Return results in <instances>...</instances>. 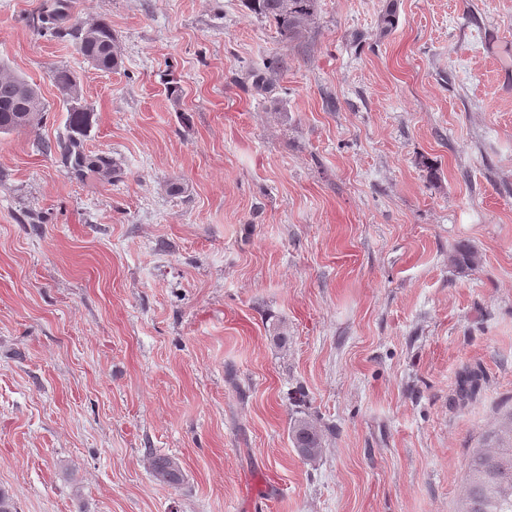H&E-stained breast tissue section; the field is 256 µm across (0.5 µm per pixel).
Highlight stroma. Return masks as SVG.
I'll return each instance as SVG.
<instances>
[{
    "label": "stroma",
    "instance_id": "stroma-1",
    "mask_svg": "<svg viewBox=\"0 0 512 512\" xmlns=\"http://www.w3.org/2000/svg\"><path fill=\"white\" fill-rule=\"evenodd\" d=\"M44 2L0 0V62L47 106L0 134L17 512H454L512 409V0H319L291 42L244 0H76L112 27L109 72L37 33ZM60 68L115 171L56 151ZM291 443L303 459H314L322 451L323 437L317 426L308 417H298L290 429ZM151 467L157 480L168 485H179L183 481L182 470L179 463L168 456L150 454Z\"/></svg>",
    "mask_w": 512,
    "mask_h": 512
}]
</instances>
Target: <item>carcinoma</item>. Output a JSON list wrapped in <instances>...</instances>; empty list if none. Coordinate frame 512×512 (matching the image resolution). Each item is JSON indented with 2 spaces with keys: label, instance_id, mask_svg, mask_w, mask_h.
<instances>
[{
  "label": "carcinoma",
  "instance_id": "obj_1",
  "mask_svg": "<svg viewBox=\"0 0 512 512\" xmlns=\"http://www.w3.org/2000/svg\"><path fill=\"white\" fill-rule=\"evenodd\" d=\"M248 8L257 15L272 20L280 35L292 41L309 26L317 0H246ZM73 0H51L32 24L40 33L66 34L76 43L78 51L95 68L110 71L118 68L116 37L112 26L101 19L85 24L75 14ZM53 79L70 98L67 124L69 135L58 143L64 163L69 170L82 175L87 171L112 169L107 156L92 158L81 144L90 124L91 112L80 104L78 79L67 70L55 72ZM45 103L36 87L25 77L11 72L0 63V134L8 135L39 124L44 116ZM477 256L470 248L459 246L453 255L454 264L468 269L476 264ZM479 387L475 372L463 374L458 384L461 399L472 397ZM291 443L297 454L308 460L316 458L323 448V437L307 417H298L290 429ZM155 478L168 485L183 481L179 463L168 456L147 451ZM456 512H512V411L500 420L489 443L473 451L463 482L460 506Z\"/></svg>",
  "mask_w": 512,
  "mask_h": 512
}]
</instances>
